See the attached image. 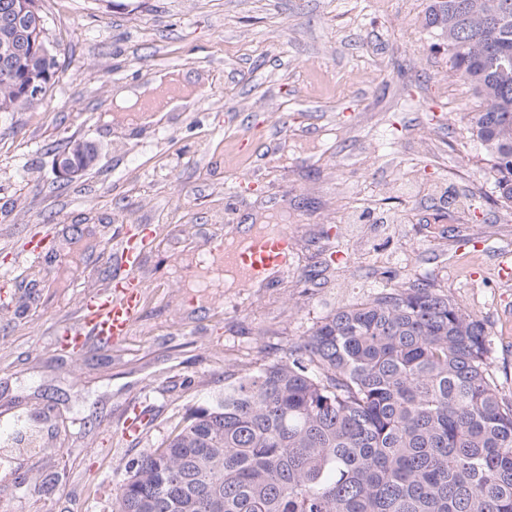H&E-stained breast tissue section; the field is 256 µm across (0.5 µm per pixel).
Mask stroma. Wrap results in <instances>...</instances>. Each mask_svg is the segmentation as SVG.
Returning <instances> with one entry per match:
<instances>
[{
	"label": "stroma",
	"instance_id": "1",
	"mask_svg": "<svg viewBox=\"0 0 512 512\" xmlns=\"http://www.w3.org/2000/svg\"><path fill=\"white\" fill-rule=\"evenodd\" d=\"M429 0H42L59 71L39 106L0 112V512H115L126 462L156 448L224 376L287 354L337 308L398 278L430 277L489 329V373L512 401V204L450 113L473 111L444 79ZM206 75L193 111L164 126L103 123L119 89L152 73ZM299 135L268 146L270 129ZM97 166L57 176L72 140ZM264 151L261 167L238 150ZM245 185H238L242 175ZM395 224H368L363 212ZM279 218L287 265L252 288L199 287L205 241ZM54 249L24 258L30 226ZM160 230L127 341L76 357L53 326L103 287L127 229ZM149 419L123 435L130 403Z\"/></svg>",
	"mask_w": 512,
	"mask_h": 512
}]
</instances>
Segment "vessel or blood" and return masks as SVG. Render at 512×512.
Listing matches in <instances>:
<instances>
[{
  "label": "vessel or blood",
  "instance_id": "b4317fda",
  "mask_svg": "<svg viewBox=\"0 0 512 512\" xmlns=\"http://www.w3.org/2000/svg\"><path fill=\"white\" fill-rule=\"evenodd\" d=\"M155 236L154 225H137L107 254L113 272L106 287L85 295L78 310V327L60 333L62 343L72 352L81 353L90 340L107 349L127 340L140 315L145 292L139 270ZM51 244V233L42 228L28 235L25 251L29 258L39 261ZM287 248L288 230L275 222L267 233L236 244L220 237L209 239L200 264L218 275H235L240 287L245 288L269 268L282 264Z\"/></svg>",
  "mask_w": 512,
  "mask_h": 512
}]
</instances>
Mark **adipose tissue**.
<instances>
[{"label":"adipose tissue","instance_id":"1","mask_svg":"<svg viewBox=\"0 0 512 512\" xmlns=\"http://www.w3.org/2000/svg\"><path fill=\"white\" fill-rule=\"evenodd\" d=\"M201 81V76L187 70L157 72L143 84L118 91L114 104L122 110L133 106L140 99L154 98L156 106L140 113L139 121L160 125L172 113L193 110L197 98L195 88Z\"/></svg>","mask_w":512,"mask_h":512}]
</instances>
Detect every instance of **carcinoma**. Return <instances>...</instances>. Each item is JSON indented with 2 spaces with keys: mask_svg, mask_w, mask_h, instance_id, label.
<instances>
[{
  "mask_svg": "<svg viewBox=\"0 0 512 512\" xmlns=\"http://www.w3.org/2000/svg\"><path fill=\"white\" fill-rule=\"evenodd\" d=\"M425 23L476 95L459 119L512 203V0H431ZM25 81L0 72V112L26 106ZM487 336L427 276L342 306L129 461L118 512H512V404Z\"/></svg>",
  "mask_w": 512,
  "mask_h": 512,
  "instance_id": "1",
  "label": "carcinoma"
}]
</instances>
